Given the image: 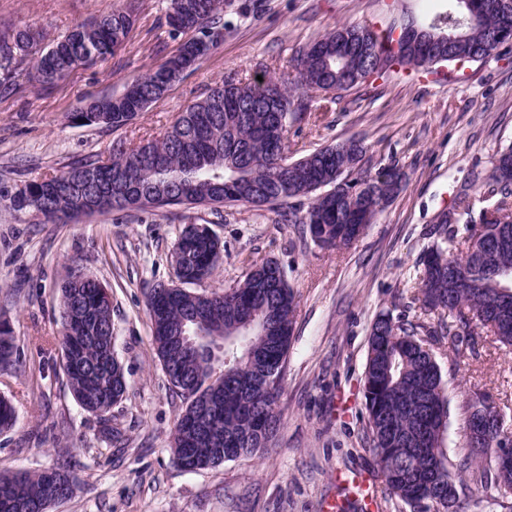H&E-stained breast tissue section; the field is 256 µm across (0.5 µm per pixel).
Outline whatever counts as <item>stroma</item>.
I'll list each match as a JSON object with an SVG mask.
<instances>
[{
	"instance_id": "stroma-1",
	"label": "stroma",
	"mask_w": 512,
	"mask_h": 512,
	"mask_svg": "<svg viewBox=\"0 0 512 512\" xmlns=\"http://www.w3.org/2000/svg\"><path fill=\"white\" fill-rule=\"evenodd\" d=\"M392 0H267L265 14L238 22L194 71L127 126H80L67 115L118 94L179 45L165 24L168 0H141L126 47L54 87L20 81L0 99V183L17 190L67 166L107 158L114 141L161 138L179 113L233 73L279 78L299 48L337 27L375 22ZM125 0H0V25L65 34ZM362 140L372 170L398 162L404 189L351 246H318L305 225L269 208L180 206L123 210L47 224L0 199V320L10 322L18 359L0 371V396L16 410L0 433V472H43L70 461L75 490L47 512H331L340 488L369 485L376 512H407L377 477L367 437L361 378L369 328L399 313L417 288L415 269L434 240V218L454 206L474 172H489L512 144V58L470 64L440 83L395 80L376 93L343 94L327 111L288 128L295 160L328 144ZM187 224H204L224 246L197 292L229 289L253 261L285 271L297 307L267 448L190 472L173 460L182 400L170 388L152 341L145 295L175 282L171 255ZM93 275L112 302L114 352L127 381L110 423L76 402L61 364L60 285L73 269ZM437 360L448 382L451 457L466 454L465 404L475 391L512 426V347L485 341L478 355ZM111 434H104V426Z\"/></svg>"
}]
</instances>
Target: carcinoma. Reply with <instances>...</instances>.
I'll return each instance as SVG.
<instances>
[{
    "label": "carcinoma",
    "instance_id": "carcinoma-1",
    "mask_svg": "<svg viewBox=\"0 0 512 512\" xmlns=\"http://www.w3.org/2000/svg\"><path fill=\"white\" fill-rule=\"evenodd\" d=\"M456 5L420 21L409 13L383 27L344 25L304 46L294 69L280 80L244 83L229 74L224 83L183 109L162 138L145 145L117 141L106 161L74 164L24 185L9 198L17 212H35L48 223L114 210L145 211L167 206L250 205L282 211L306 200L300 223L322 248L351 243L349 230L375 223L401 189L396 163L350 177L364 147L346 140L288 160V120L311 111L313 93L349 92L404 74L428 82L457 75L473 62L512 57V12L500 0H454ZM139 0L80 23L65 35L44 29H0V93L8 96L19 79L38 85L66 81L81 67L115 55L134 28ZM261 0L232 8L230 0H170L165 22L174 36L189 35L153 69L133 78L122 93L95 99L72 112L74 124L127 125L194 70L235 28L233 19L257 15ZM437 39L415 46L409 25ZM300 91L292 98L288 87ZM469 188L490 205L478 211L468 192L448 215L435 219L437 241L421 259L420 287L403 312L380 314L372 323L362 378L366 430L386 490L410 512H448L442 498L453 484L460 504L483 509V498L462 474L512 512V465L472 468L500 448L512 450V431L494 407L498 424L489 437L467 440L469 455L448 454V391L436 351L473 353L486 322L492 336L512 346V294L499 287L512 281V147L498 151L489 173L475 174ZM453 247L457 253L448 252ZM222 258L219 240L183 228L172 254L178 285L146 295L153 343L170 387L183 399L171 451L182 468L194 471L251 457L267 447L277 422L278 401L296 309L286 278L273 276L277 263L256 261L242 282L213 295L185 286L209 278ZM420 311L414 320L407 312ZM434 314L437 322L422 316ZM61 363L73 395L86 411L109 423L112 407L127 390L112 347V307L107 288L84 272L60 286ZM199 337L198 347L182 342ZM12 330L0 325V368L14 363ZM15 422L11 403L0 397V431ZM67 464L36 474L0 473V512H46L69 498Z\"/></svg>",
    "mask_w": 512,
    "mask_h": 512
}]
</instances>
